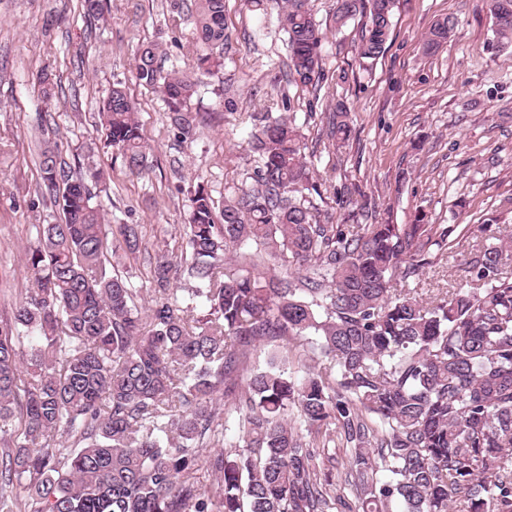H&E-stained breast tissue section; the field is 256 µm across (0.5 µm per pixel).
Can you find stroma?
Instances as JSON below:
<instances>
[{"instance_id": "stroma-1", "label": "stroma", "mask_w": 512, "mask_h": 512, "mask_svg": "<svg viewBox=\"0 0 512 512\" xmlns=\"http://www.w3.org/2000/svg\"><path fill=\"white\" fill-rule=\"evenodd\" d=\"M78 0H0V322L29 288L26 252L35 227L51 222L49 200L38 198L42 141L38 127L52 116L58 155L72 170H100L88 185L102 201L107 224L139 225L146 251L117 253L111 262L136 287H150L151 255L165 252L179 272L175 284L194 287L183 272L175 233L187 218V190L204 183L223 204L250 166L248 141L257 112L296 115L314 167L320 213L372 224L385 215L411 223L425 211L433 224H456L465 240L512 235V51H496L487 0H399L387 49L363 67L357 48L363 21L337 27L336 0H312L325 39L320 87L286 82L287 35L277 0L264 11L247 0H224L231 38L222 73L203 78L190 107L194 142H181L168 108L136 78L139 44L159 42L166 69L193 64L189 14H172L170 0H104L100 17L85 20ZM450 16L453 33L434 53L424 38ZM51 75L42 89L36 75ZM137 103L149 167L128 174L106 146L99 106L114 83ZM351 111L352 133L328 147L325 114ZM351 192L350 208L337 199ZM490 232H482V225Z\"/></svg>"}]
</instances>
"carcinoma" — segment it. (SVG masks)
<instances>
[{
	"mask_svg": "<svg viewBox=\"0 0 512 512\" xmlns=\"http://www.w3.org/2000/svg\"><path fill=\"white\" fill-rule=\"evenodd\" d=\"M398 0H336V26L366 18L358 56L386 51ZM194 18L195 75L224 69V0H171ZM496 46L512 47V0H489ZM288 81L319 86L324 35L310 0H283ZM444 17L426 51L451 36ZM136 79L162 95L178 138L193 139L198 79L166 70L156 43L137 51ZM105 142L132 174L147 145L126 90L100 110ZM331 141L349 139L345 105L326 116ZM296 118L264 113L251 133L254 168L215 214L189 191L186 271L199 303L170 293L167 255L151 266V305L111 267L140 251L138 225L108 239L101 205L51 143L44 194L60 221L37 224L32 288L0 324V512H328L319 478L336 434L359 512H512V238L460 259L461 285L434 295L412 286L432 252L459 246L457 226L335 224ZM255 249L294 272L259 273L229 249ZM312 339L333 362L298 375L277 353L249 361L266 339ZM234 424L227 434L228 423ZM213 491L193 473L209 445Z\"/></svg>",
	"mask_w": 512,
	"mask_h": 512,
	"instance_id": "obj_1",
	"label": "carcinoma"
}]
</instances>
